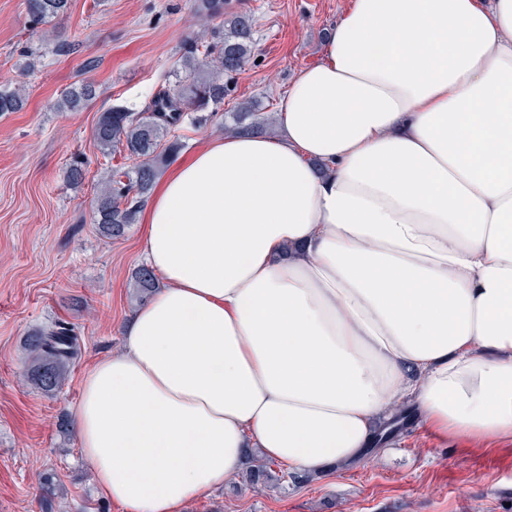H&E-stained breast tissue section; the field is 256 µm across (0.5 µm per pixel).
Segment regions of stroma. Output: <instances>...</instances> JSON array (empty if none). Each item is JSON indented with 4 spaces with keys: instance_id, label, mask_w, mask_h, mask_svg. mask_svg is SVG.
<instances>
[{
    "instance_id": "obj_1",
    "label": "stroma",
    "mask_w": 512,
    "mask_h": 512,
    "mask_svg": "<svg viewBox=\"0 0 512 512\" xmlns=\"http://www.w3.org/2000/svg\"><path fill=\"white\" fill-rule=\"evenodd\" d=\"M350 0H231L254 23L253 58L227 76L224 109L254 105L273 116L297 74L316 63ZM196 0H71L67 13L32 25L26 0H0V87L23 82L25 108L0 115V512H121L80 460L73 408L83 374L118 350L139 302L141 227L119 239L96 224L105 167L93 132L115 106L139 111L166 89L195 29ZM69 52L56 51L58 43ZM96 99L78 112L55 102L83 81ZM87 176L73 186L72 158ZM74 328L80 354L57 392L26 380L27 344L47 324ZM186 512H512V440H444L418 414L384 458L320 476L248 455L223 490Z\"/></svg>"
}]
</instances>
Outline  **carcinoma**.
<instances>
[{
  "label": "carcinoma",
  "instance_id": "obj_1",
  "mask_svg": "<svg viewBox=\"0 0 512 512\" xmlns=\"http://www.w3.org/2000/svg\"><path fill=\"white\" fill-rule=\"evenodd\" d=\"M227 0H200L196 16L201 18L199 30L191 40L181 61V74L174 84L155 96L139 112L115 107L101 113L93 137L96 146L108 155L120 152L136 161L128 171L112 170L101 183L97 194L96 223L109 238L123 237L136 223L141 199L153 187L160 166L177 152L181 143L169 138L172 130L185 120L194 121L195 112H206L208 118L219 114L224 106L227 86L224 77L240 71L253 52V19L251 16L224 10ZM69 0H27L30 21L39 25L64 15ZM223 18L219 27L208 20ZM95 86L86 83L64 95L56 104L61 112H77L93 100ZM27 104L26 88L17 83L0 90V115L19 112ZM266 128V120L257 112H233L224 122L225 133H258ZM140 300H146L158 288L151 270L142 266L132 273ZM32 358L30 380L44 392L62 387L70 366L80 349L71 327L56 322L31 337Z\"/></svg>",
  "mask_w": 512,
  "mask_h": 512
}]
</instances>
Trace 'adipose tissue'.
I'll return each instance as SVG.
<instances>
[{
    "mask_svg": "<svg viewBox=\"0 0 512 512\" xmlns=\"http://www.w3.org/2000/svg\"><path fill=\"white\" fill-rule=\"evenodd\" d=\"M275 117L145 202L160 286L74 410L123 512H185L251 448L353 464L408 402L512 440V0H351Z\"/></svg>",
    "mask_w": 512,
    "mask_h": 512,
    "instance_id": "obj_1",
    "label": "adipose tissue"
}]
</instances>
